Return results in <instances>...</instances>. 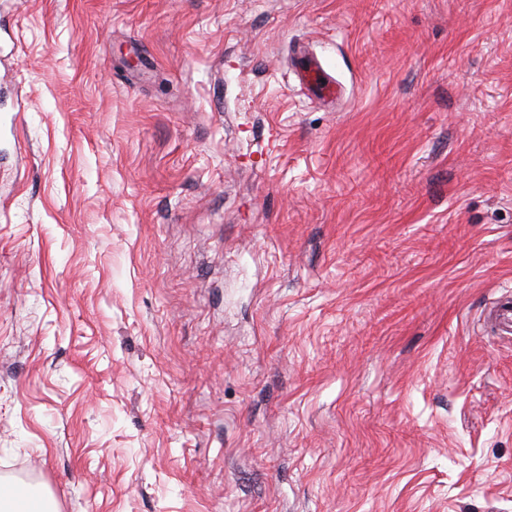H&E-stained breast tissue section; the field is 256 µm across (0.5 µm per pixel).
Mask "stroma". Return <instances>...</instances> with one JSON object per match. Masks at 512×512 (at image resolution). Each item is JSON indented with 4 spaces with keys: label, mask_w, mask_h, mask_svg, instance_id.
Returning <instances> with one entry per match:
<instances>
[{
    "label": "stroma",
    "mask_w": 512,
    "mask_h": 512,
    "mask_svg": "<svg viewBox=\"0 0 512 512\" xmlns=\"http://www.w3.org/2000/svg\"><path fill=\"white\" fill-rule=\"evenodd\" d=\"M511 287L512 0H0V483L512 512ZM488 321L494 327H497L501 333L506 323L512 329V295H503L494 303L488 314Z\"/></svg>",
    "instance_id": "obj_1"
}]
</instances>
